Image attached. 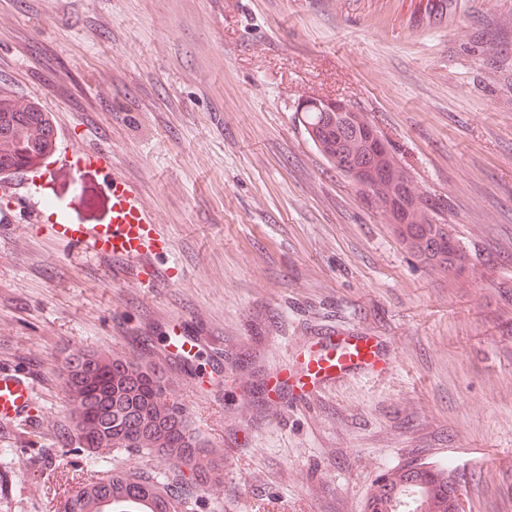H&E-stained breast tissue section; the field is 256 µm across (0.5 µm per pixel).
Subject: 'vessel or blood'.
Returning <instances> with one entry per match:
<instances>
[{
  "label": "vessel or blood",
  "instance_id": "1",
  "mask_svg": "<svg viewBox=\"0 0 512 512\" xmlns=\"http://www.w3.org/2000/svg\"><path fill=\"white\" fill-rule=\"evenodd\" d=\"M57 158L78 173L101 175L111 202L110 219L105 224H73L64 213H56L52 230L61 242L85 245L94 255L119 264L136 263L167 249L166 239L158 234L136 189L113 175L111 155L70 147L60 150ZM313 343L319 354L303 369L308 384L289 376L278 385L286 392L288 402H307L309 396L324 392L340 378L374 370L385 359L379 342L370 336L330 329L315 337ZM33 403L34 386L29 376L0 372V423L26 421Z\"/></svg>",
  "mask_w": 512,
  "mask_h": 512
}]
</instances>
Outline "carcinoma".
<instances>
[{
	"mask_svg": "<svg viewBox=\"0 0 512 512\" xmlns=\"http://www.w3.org/2000/svg\"><path fill=\"white\" fill-rule=\"evenodd\" d=\"M308 139L336 172L398 225L402 243L425 262L461 270L465 254L428 206L376 124L360 112H327L322 100L301 106ZM55 144L54 129L35 106L19 110L0 97V170L30 168ZM74 437L83 447L146 451L161 461L174 459L187 469L172 477L114 471L81 483L56 512H115L117 505L147 500L151 507L129 512H188L191 491L218 478L215 452L189 427L168 397L163 375L137 356L111 359L79 354L63 370ZM418 492L419 512H458V489L446 463H416L388 471L366 503L365 512H395L403 493Z\"/></svg>",
	"mask_w": 512,
	"mask_h": 512,
	"instance_id": "carcinoma-1",
	"label": "carcinoma"
}]
</instances>
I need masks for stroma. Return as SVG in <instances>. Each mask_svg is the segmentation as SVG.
Wrapping results in <instances>:
<instances>
[{
    "label": "stroma",
    "mask_w": 512,
    "mask_h": 512,
    "mask_svg": "<svg viewBox=\"0 0 512 512\" xmlns=\"http://www.w3.org/2000/svg\"><path fill=\"white\" fill-rule=\"evenodd\" d=\"M0 94L110 152L169 244L114 266L32 210L105 223L95 177L0 180V371L35 387L26 424L0 426V512L176 469L74 438L65 365L134 352L221 451L196 512H364L384 472L428 461L453 465L459 512H512V0H0ZM313 94L376 123L461 272L326 163L299 122ZM329 326L377 337L387 367L281 412L266 381ZM173 336L202 343L171 360Z\"/></svg>",
    "instance_id": "1"
}]
</instances>
